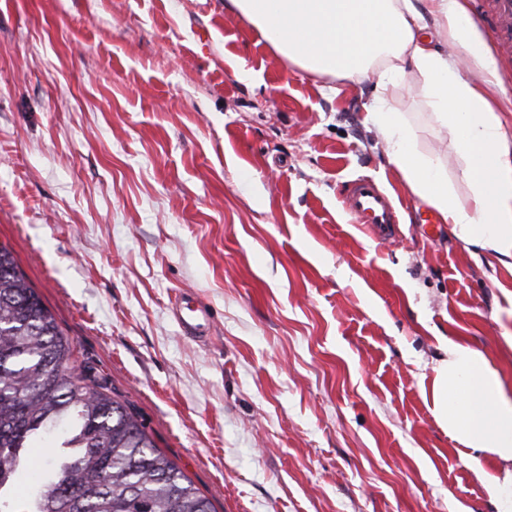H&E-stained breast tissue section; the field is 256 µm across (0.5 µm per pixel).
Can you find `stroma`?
<instances>
[{"instance_id":"35a3bbf8","label":"stroma","mask_w":512,"mask_h":512,"mask_svg":"<svg viewBox=\"0 0 512 512\" xmlns=\"http://www.w3.org/2000/svg\"><path fill=\"white\" fill-rule=\"evenodd\" d=\"M492 2L461 0L512 141ZM326 84L225 0H0V244L215 512H497L477 471L501 461L425 390L461 338L512 392V271L393 173L373 82ZM388 97L466 196L422 98ZM361 177L397 209L392 243L345 208ZM181 291L212 307L207 342L174 321Z\"/></svg>"}]
</instances>
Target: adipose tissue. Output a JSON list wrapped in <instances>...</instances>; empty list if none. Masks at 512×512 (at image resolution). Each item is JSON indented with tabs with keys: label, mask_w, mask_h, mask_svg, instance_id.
<instances>
[{
	"label": "adipose tissue",
	"mask_w": 512,
	"mask_h": 512,
	"mask_svg": "<svg viewBox=\"0 0 512 512\" xmlns=\"http://www.w3.org/2000/svg\"><path fill=\"white\" fill-rule=\"evenodd\" d=\"M287 66L350 83L374 80L365 120L380 135L393 171L447 224L449 234L512 267V143L487 86L464 77L462 59L435 49L428 26L440 27L484 70L481 49L460 0H228ZM413 78L431 119L448 135L468 185L459 198L439 156L423 153L386 92ZM433 413L448 434L504 461L490 481L500 512H512V396L482 351L448 342L430 388Z\"/></svg>",
	"instance_id": "adipose-tissue-1"
}]
</instances>
